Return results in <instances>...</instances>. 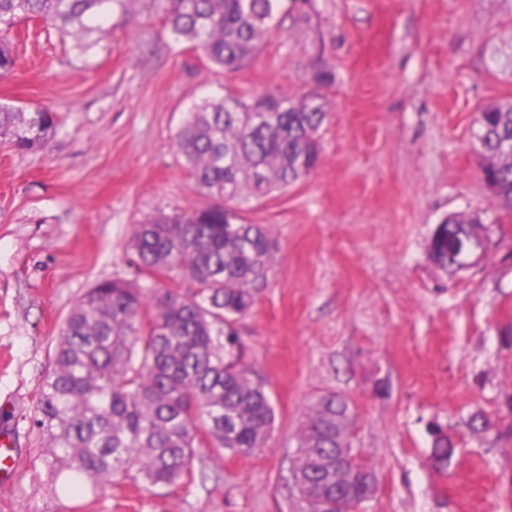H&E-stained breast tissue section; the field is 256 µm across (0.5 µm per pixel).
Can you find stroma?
<instances>
[{
    "mask_svg": "<svg viewBox=\"0 0 512 512\" xmlns=\"http://www.w3.org/2000/svg\"><path fill=\"white\" fill-rule=\"evenodd\" d=\"M10 42L0 103L62 123L31 152L0 137V431L16 450L0 512H303L290 469L327 394L347 400L349 441L377 477L363 512H512V211L485 188L472 138L479 107L512 100V0H282L234 71L164 32L157 0L113 13L85 54L35 20ZM319 71L318 167L243 213L278 243L237 323L275 409L266 446L198 448L187 487L61 494L36 418L65 318L96 281L149 285L133 225L216 202L182 167L188 113L227 90L298 97ZM456 214L480 218L488 246L451 274L428 246ZM436 426L456 445L444 472Z\"/></svg>",
    "mask_w": 512,
    "mask_h": 512,
    "instance_id": "1",
    "label": "stroma"
}]
</instances>
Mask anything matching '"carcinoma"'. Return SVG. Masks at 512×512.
I'll return each mask as SVG.
<instances>
[{"label":"carcinoma","mask_w":512,"mask_h":512,"mask_svg":"<svg viewBox=\"0 0 512 512\" xmlns=\"http://www.w3.org/2000/svg\"><path fill=\"white\" fill-rule=\"evenodd\" d=\"M132 2L0 0V73L14 68L8 36L17 23L42 19L86 53L112 12H126ZM157 2L171 35L195 44L209 63L236 70L269 34L279 0ZM329 81L317 72L316 89L297 99L229 93L194 105L178 135L183 168L198 191L222 203L161 212L135 225L131 238L138 272L186 280L193 291L151 294L135 281L102 280L70 310L37 418L62 493L79 498L132 475L147 489L190 482L201 434L215 453L250 456L268 442L275 409L264 382L251 377L236 324L266 286L277 243L264 225L231 223L227 212L317 167L327 117L320 89ZM57 127L45 107L0 104V135L18 151L42 148ZM472 137L487 189L512 211V101L479 108ZM478 223L442 220L430 240L431 260L458 272L454 242ZM349 427L347 402L331 394L317 400L299 436L292 473L325 490V512H358L374 495L359 455L336 470V448L349 443ZM454 452L447 436L435 438L438 468Z\"/></svg>","instance_id":"cac0c4a2"}]
</instances>
